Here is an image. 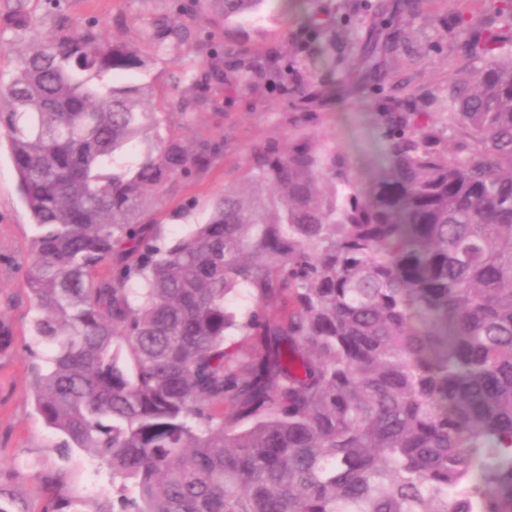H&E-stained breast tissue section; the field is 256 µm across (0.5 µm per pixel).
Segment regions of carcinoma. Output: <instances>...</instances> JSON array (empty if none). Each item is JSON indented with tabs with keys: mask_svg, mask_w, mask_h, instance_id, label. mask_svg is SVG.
I'll use <instances>...</instances> for the list:
<instances>
[{
	"mask_svg": "<svg viewBox=\"0 0 512 512\" xmlns=\"http://www.w3.org/2000/svg\"><path fill=\"white\" fill-rule=\"evenodd\" d=\"M267 2L174 0L155 51ZM10 50L0 134L49 351L34 405L121 512H512V39L471 41L481 65L448 99L462 151L385 112L390 171L362 189L334 150L259 144L170 244L152 207L224 141L161 134L134 43L88 26ZM208 53L198 88L225 80ZM279 63L238 55L232 80L288 78ZM37 478L41 512H114L61 470ZM0 512L30 510L0 483Z\"/></svg>",
	"mask_w": 512,
	"mask_h": 512,
	"instance_id": "carcinoma-1",
	"label": "carcinoma"
}]
</instances>
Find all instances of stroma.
<instances>
[{
  "label": "stroma",
  "mask_w": 512,
  "mask_h": 512,
  "mask_svg": "<svg viewBox=\"0 0 512 512\" xmlns=\"http://www.w3.org/2000/svg\"><path fill=\"white\" fill-rule=\"evenodd\" d=\"M270 0L261 15L235 23L203 24L201 40L213 39L233 51L261 57L275 53L288 63L287 87L261 78L243 88L215 84L198 91L189 75L205 66L207 55L181 44L155 52L150 40L156 19L166 15L169 0H0V30L16 10L31 21L19 43L98 20L108 38L137 44L150 56L141 76L150 88L148 107L165 113L164 134L189 141L223 140L224 153L196 181L179 182L155 212L165 238L203 220L211 197L238 180L250 163L254 145L269 141L285 146L309 137L343 155L352 174L370 184L387 167V141L379 120L394 105L428 113L450 144L448 81L467 76L475 64L458 23L483 16L493 27L512 30V12L501 0ZM327 19L323 36L308 50L296 52L306 39L308 16ZM205 94L209 105L185 122L173 100L192 102ZM197 207L189 219L176 212L188 202ZM33 226L21 200L6 141H0V330L10 344L0 350V481L9 484L31 512H40L43 493L35 471H16L15 461L40 459L45 468L64 470L70 486L92 489L111 498L107 472H93L86 454L61 457L57 437L46 427L32 401L31 342L33 311L23 289Z\"/></svg>",
  "instance_id": "obj_1"
}]
</instances>
